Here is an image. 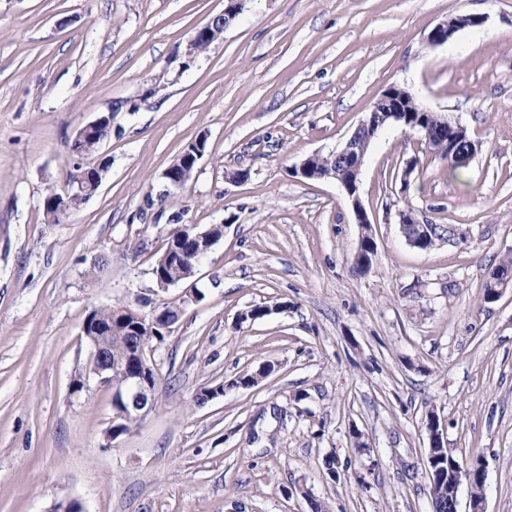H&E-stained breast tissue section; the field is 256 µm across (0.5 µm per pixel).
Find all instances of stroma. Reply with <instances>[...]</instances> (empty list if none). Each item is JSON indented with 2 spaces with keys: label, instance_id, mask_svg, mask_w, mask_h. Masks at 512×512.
<instances>
[{
  "label": "stroma",
  "instance_id": "stroma-1",
  "mask_svg": "<svg viewBox=\"0 0 512 512\" xmlns=\"http://www.w3.org/2000/svg\"><path fill=\"white\" fill-rule=\"evenodd\" d=\"M224 6L0 0V512L69 499L85 512H433L431 415L455 457L483 465L485 512H512V285L483 297L512 252V0H247L188 60ZM459 14L485 22L430 45ZM391 85L459 121L478 150L455 178L418 132L378 131L359 184L375 256L359 274L366 231L342 188L295 169L342 145ZM115 104L107 178L47 223L72 139ZM200 137L186 188L157 201ZM408 206L463 239L409 245ZM179 210L224 236L162 291L150 266ZM142 296L184 301V314L154 345L153 408L109 442L111 389L71 392L82 326ZM256 306L267 315L241 320ZM218 383L223 397L197 402ZM227 2L224 7V12L215 15L213 22H207L203 26L199 27L193 35L190 37L187 45L186 56L189 59H192L195 56L197 44L201 41H206L210 43L212 41H217L221 39L224 34V31L230 27L231 23L237 16V14L242 10V7L245 6L247 0H225ZM223 18L224 25L221 28L217 29L215 27V19ZM220 19H216V24H219ZM512 274V253L505 254L500 262L491 269L489 272L488 279L484 284L483 297L487 301L494 300L493 294L495 293V289L502 288L504 284L507 283V276ZM512 284V278L509 280L508 284H506L507 288Z\"/></svg>",
  "mask_w": 512,
  "mask_h": 512
}]
</instances>
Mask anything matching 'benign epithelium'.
Wrapping results in <instances>:
<instances>
[{
	"mask_svg": "<svg viewBox=\"0 0 512 512\" xmlns=\"http://www.w3.org/2000/svg\"><path fill=\"white\" fill-rule=\"evenodd\" d=\"M247 0H226L224 12L217 14V17L224 19V25L216 28L215 23H206L199 27L190 37L187 45L186 56H195L197 44L201 41L208 43L221 39L224 31L230 27L237 14L245 6ZM485 22V18L478 14L456 15L448 18L447 21L436 25L428 35V42L433 46L442 45L459 30L467 27H479ZM407 90L391 86L377 98L376 104L371 112L360 123L357 131L353 132L350 138L340 147L336 148V156L340 160V167L334 173L321 174L313 171L310 159L306 158L296 168V174L304 179H334L343 189L351 208L355 221L360 225L370 223L368 214L358 196V187L366 148L361 140V131L375 136L384 127V123L408 125L411 130L416 126L407 124L404 107ZM198 160H190L182 175L175 179L166 181V186L174 191L183 190L190 180ZM108 165L105 158L93 164L79 163L76 166L72 179L67 181L65 193L84 192L89 193L93 189V183L98 181L94 172ZM185 230L194 240L206 242L201 249V254H206L217 242V239L208 236V231L200 229L195 224L185 226ZM148 302H138L139 309L134 310L125 305L118 308V324L107 326L98 321L87 318L82 326V332L86 333V340L89 347L88 360L91 362L100 361L102 365L92 367V370L83 377L73 380L71 391L79 394L88 390V379L91 376L98 378L99 382L112 389L113 401L116 403L111 426L115 427L121 421L134 416L139 418L151 407L155 389L156 367L152 358V349H139L134 361H112L105 358L101 341L103 337L99 333L103 331L112 332L128 323L132 324L138 332L147 336L155 333V328L161 327L164 332H171L172 327L177 323V318H170L162 307L153 306L149 311H143ZM438 458L433 452H428L426 458L427 472L430 480V494L432 501H437L436 488L442 479L441 466L437 465ZM484 479L483 467L480 465L462 464L457 460L448 461V495L452 506L451 512H458L459 491L464 484L470 486L475 481Z\"/></svg>",
	"mask_w": 512,
	"mask_h": 512,
	"instance_id": "obj_1",
	"label": "benign epithelium"
}]
</instances>
